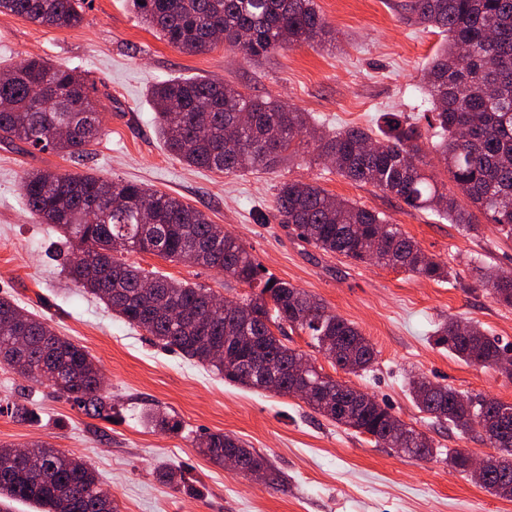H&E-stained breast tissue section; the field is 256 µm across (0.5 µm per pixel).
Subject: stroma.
<instances>
[{
    "label": "stroma",
    "mask_w": 512,
    "mask_h": 512,
    "mask_svg": "<svg viewBox=\"0 0 512 512\" xmlns=\"http://www.w3.org/2000/svg\"><path fill=\"white\" fill-rule=\"evenodd\" d=\"M404 2L315 0L333 40L258 63L221 46L181 53L143 26L127 0H84L83 24L63 30L0 14V66L47 58L88 74L104 106L101 137L84 163L0 144V297L48 319L61 336L83 346L100 367L115 407L111 420L89 417L48 384L0 367V445L44 441L82 458L119 512H512V500L492 496L442 459L422 461L377 445L296 397L224 381L163 348L66 277L58 234L28 212L20 194L33 168L137 181L178 194L237 237L268 276L305 290L353 322L373 344L376 361L366 372L345 373L298 330L288 331V347L323 373L374 396L406 424L427 432L441 450L491 455L478 432L431 425L416 408L408 379L421 375L468 396L512 404L511 378L465 364L433 336L437 324L452 316L480 325L501 347L512 348V308L494 301L478 281L483 265L512 275V239L486 220L466 232L434 212L410 210L372 185L353 183L316 161L311 142L270 171L228 175L187 166L165 149L150 103L157 82L215 76L309 113L326 133L378 129L388 112L426 127L424 74L443 38L407 21ZM289 180L317 184L379 212L425 254L446 262L451 277L433 281L308 244L276 218L277 189ZM125 259L230 300L251 293L213 270L146 253ZM22 399L36 405L35 419L19 421L6 412L7 402ZM153 407L174 415L180 430L153 429L147 421ZM219 432L268 455L280 480L256 482L201 454L199 436ZM165 467L180 469L185 486L163 483L158 472Z\"/></svg>",
    "instance_id": "obj_1"
}]
</instances>
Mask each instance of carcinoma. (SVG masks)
<instances>
[{"instance_id":"1","label":"carcinoma","mask_w":512,"mask_h":512,"mask_svg":"<svg viewBox=\"0 0 512 512\" xmlns=\"http://www.w3.org/2000/svg\"><path fill=\"white\" fill-rule=\"evenodd\" d=\"M140 22L173 48L200 54L219 43L248 59L302 44L322 42L332 30L314 0H130ZM407 19L431 27L445 45L429 67L428 126L441 137L435 144L457 189L425 170L421 131L387 115L380 136L350 128L313 135L318 158L338 174L394 194L414 210L434 211L452 224L474 229L475 213L512 238V0H407ZM0 13L25 17L52 29L83 23L81 0H0ZM88 75L56 66L42 57L3 67L0 73V143L20 141L38 152L79 158L102 131L101 104ZM151 102L166 150L186 165L224 174L246 169L267 171L296 154L313 130L307 113L291 105L253 97L222 78H171L151 89ZM31 214L54 227L66 251L62 265L72 282L102 300L113 313L144 330L164 347L210 366L224 379L246 388L256 384L244 363L213 356L216 346L249 348L259 338L262 350L283 369L303 354L279 337L283 326L298 329L336 368L367 369L376 359L371 342L350 321L327 310L315 296L264 276L262 265L237 238L183 199L141 183L72 175L49 169L26 172L20 185ZM279 223L291 224L315 248L359 261H371L431 280L448 278L447 264L427 256L399 225L350 200L332 197L320 186L301 181L278 188ZM152 254L176 263L216 269L238 285L259 292L234 304L231 313L212 304L208 288L192 287L149 272L120 258L126 252ZM492 298L512 307V276L483 273ZM450 317L436 330V343L461 361L498 368L512 378L507 357L484 330L473 324L459 330ZM0 365L23 378L49 383L86 415L109 420L112 402L100 385L101 371L81 346L58 335L45 319L0 297ZM419 411L461 431L479 428L482 440L498 451L497 464L482 488L512 498V404L484 396L463 397L425 377L409 381ZM348 405L301 400L315 413L361 434L398 427L408 436L411 457L441 454L423 432L389 413L374 397ZM153 428H181L169 412L150 413ZM217 463L234 455L250 467L277 474L269 458L224 433L198 442ZM19 448L0 445V505L24 501L41 512H118L100 495L96 472L83 460L46 442L25 451L33 466L18 461Z\"/></svg>"}]
</instances>
